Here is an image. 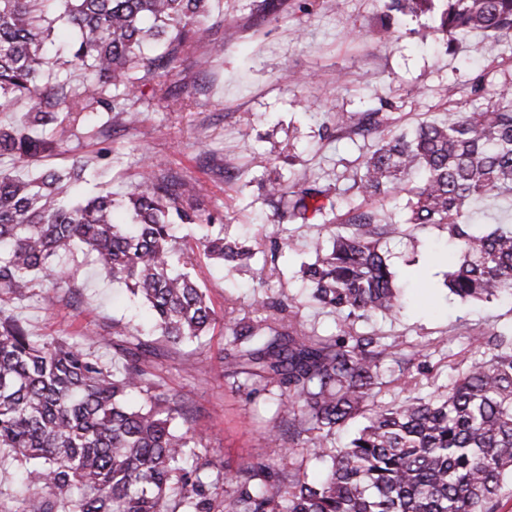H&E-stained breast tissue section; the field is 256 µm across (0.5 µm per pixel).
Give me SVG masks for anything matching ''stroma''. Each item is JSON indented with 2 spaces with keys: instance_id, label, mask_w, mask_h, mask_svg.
Instances as JSON below:
<instances>
[{
  "instance_id": "35a3bbf8",
  "label": "stroma",
  "mask_w": 512,
  "mask_h": 512,
  "mask_svg": "<svg viewBox=\"0 0 512 512\" xmlns=\"http://www.w3.org/2000/svg\"><path fill=\"white\" fill-rule=\"evenodd\" d=\"M261 0H215L203 24L223 40L224 55L206 67L195 66L203 54L196 46L169 83L173 100L144 93L136 107L141 123L112 129L106 141L70 138L69 152L49 158L54 167L73 154L111 151L97 182L122 198L137 182L146 160L209 189L202 216L223 225L233 238L251 246L252 266L226 274L200 260L198 278L211 307L223 314L225 298L239 307L255 303L253 272L269 238L292 237L269 279L268 292L295 297L302 320L318 332L335 328L333 316L309 300L299 273L313 262L309 246L322 231L323 217L308 221L280 219L268 189L276 179L300 175L317 179L328 190L336 214L361 197L356 173L374 140L338 129L340 114L368 109L387 115L391 135L423 122L445 118L449 109L487 102L512 84V42L494 43L475 32L447 50L430 16L397 22L390 39H379L382 0H276L261 11ZM253 116L242 125L240 113ZM389 263L401 290L402 307L392 317L358 324L361 333L404 336L436 347L431 370L420 378L423 391L449 382L452 368L468 348L460 326L480 332L512 324V304L462 301L443 282L453 259L445 226L430 225L389 243ZM75 278L54 305L33 298L15 313L36 336L62 337L84 345L105 334L112 321L146 324L140 300L124 285L100 274L83 255L66 261ZM224 323L216 321L199 341L181 346L159 362L163 382L198 411L201 452L238 468L259 458L276 457L279 447L263 438L274 414L272 399H248L224 386Z\"/></svg>"
}]
</instances>
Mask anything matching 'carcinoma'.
I'll return each instance as SVG.
<instances>
[{
	"instance_id": "cac0c4a2",
	"label": "carcinoma",
	"mask_w": 512,
	"mask_h": 512,
	"mask_svg": "<svg viewBox=\"0 0 512 512\" xmlns=\"http://www.w3.org/2000/svg\"><path fill=\"white\" fill-rule=\"evenodd\" d=\"M212 0H0V112L26 102L0 126V156L28 166L63 149L64 133L87 139L133 128L141 87L172 97L165 78L206 38L199 18ZM402 15L435 14L446 45L468 33L512 38V0H386ZM68 47L49 53L55 27ZM105 122L95 124L94 114ZM380 113L354 127L376 143L355 185L362 201L328 240L311 241L303 266L312 300L335 315L320 334L293 311V299L266 293L255 269L256 307L224 309V384L270 395L264 434L280 441L277 460L227 469L202 457V439L180 395L158 381L161 348L200 339L214 312L196 272L195 249L223 270L247 265L254 249L200 223L199 184L144 167L124 200L112 192L76 197L101 152L70 167L19 177L0 170V472L20 475L18 506L0 512H497L512 478V326L475 337L448 384L410 388L428 370L426 346L360 334L359 322L400 307L383 245L413 229L445 225L460 253L447 287L462 300H512V226L484 233L465 219L471 201L512 196V88L411 132L380 135ZM406 191L405 221L368 207ZM328 189L302 179L274 182L271 202L288 220L324 214ZM80 252L148 306L154 338L112 325L102 347L117 371L66 339L37 338L10 306L69 284L59 253ZM399 365L401 400L376 401L386 362ZM323 464L322 480L307 468Z\"/></svg>"
}]
</instances>
